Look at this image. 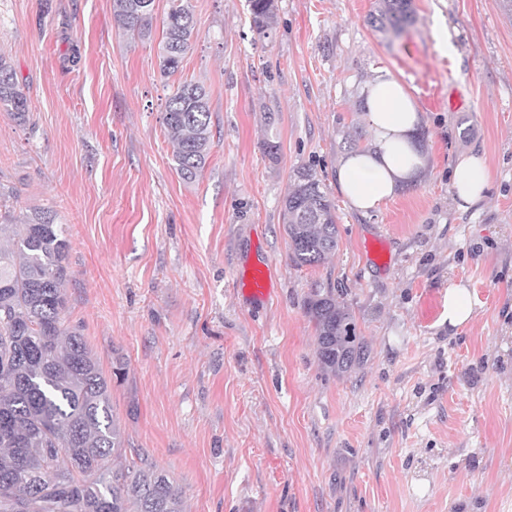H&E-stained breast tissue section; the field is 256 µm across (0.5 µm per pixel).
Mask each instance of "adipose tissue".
Returning a JSON list of instances; mask_svg holds the SVG:
<instances>
[{
	"mask_svg": "<svg viewBox=\"0 0 512 512\" xmlns=\"http://www.w3.org/2000/svg\"><path fill=\"white\" fill-rule=\"evenodd\" d=\"M365 92L366 122L375 148L345 154L337 179L351 206L366 214L395 196L400 184L418 173L422 162L415 139L418 114L400 83L383 76L368 84ZM489 181L487 167L476 159L461 160L453 170L454 188L465 206L483 198Z\"/></svg>",
	"mask_w": 512,
	"mask_h": 512,
	"instance_id": "obj_1",
	"label": "adipose tissue"
}]
</instances>
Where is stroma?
Returning a JSON list of instances; mask_svg holds the SVG:
<instances>
[{
  "label": "stroma",
  "mask_w": 512,
  "mask_h": 512,
  "mask_svg": "<svg viewBox=\"0 0 512 512\" xmlns=\"http://www.w3.org/2000/svg\"><path fill=\"white\" fill-rule=\"evenodd\" d=\"M189 3L198 34L165 78L171 0L147 39L115 26L112 0H0V55L30 101L28 123L0 112V210L63 224L67 320L104 375L127 364L111 384L127 462L148 456L186 512H512V15L412 0L394 36L367 24L378 0H278L263 36L246 0ZM381 75L419 114L424 168L363 214L336 167ZM183 81L211 112L192 182L163 127ZM471 157L490 183L464 209L451 172ZM302 166L336 204L338 249L312 268L291 261L281 210ZM261 262L264 300L245 286ZM452 283L475 309L458 329L424 313ZM317 286L369 347L342 377L316 356Z\"/></svg>",
  "instance_id": "stroma-1"
}]
</instances>
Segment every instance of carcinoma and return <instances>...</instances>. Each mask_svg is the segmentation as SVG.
I'll use <instances>...</instances> for the list:
<instances>
[{"label": "carcinoma", "mask_w": 512, "mask_h": 512, "mask_svg": "<svg viewBox=\"0 0 512 512\" xmlns=\"http://www.w3.org/2000/svg\"><path fill=\"white\" fill-rule=\"evenodd\" d=\"M251 27L267 35L277 24V0H247ZM154 0H113L112 20L146 38ZM412 0H379L369 15L377 31L401 34L416 23ZM196 21L189 0H172L159 55L163 77L175 74L191 47ZM29 119V101L6 58L0 57V111ZM175 169L195 180L212 147L206 90L177 85L163 117ZM298 267H317L336 254V206L311 168L295 171L282 211ZM0 512H184L168 476L146 458L125 469V451L112 411L110 383L80 330L66 324L70 248L48 212L21 224H0ZM303 307L316 333L322 368L350 373L367 355L347 305L335 289L316 287Z\"/></svg>", "instance_id": "obj_1"}]
</instances>
